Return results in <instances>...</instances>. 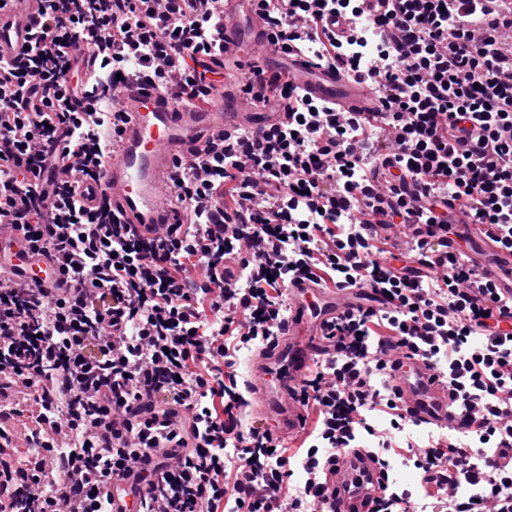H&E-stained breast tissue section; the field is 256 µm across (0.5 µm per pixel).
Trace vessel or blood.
Masks as SVG:
<instances>
[{
  "mask_svg": "<svg viewBox=\"0 0 512 512\" xmlns=\"http://www.w3.org/2000/svg\"><path fill=\"white\" fill-rule=\"evenodd\" d=\"M242 0H224V83L206 105L182 102L178 96L142 81L128 80L121 93L120 135L107 161L104 184L121 223L145 237L181 220L182 213L164 195L178 163L204 154L218 141L245 129L283 125L286 110L258 112L246 109L244 74L267 68L271 59L284 60L289 81L307 97L320 99L340 112H373L381 103L366 84L344 70L323 66L303 55H282L269 42L261 15L248 29L239 26ZM30 16L0 10V56L9 58L26 45ZM464 231L497 250L499 262L480 267L481 279L512 285V251L500 248L499 233L489 224H468ZM353 303L335 287H321L307 278L294 280L287 290L288 318L272 345L250 358L243 385L250 395L249 413L284 438L298 435L308 409L298 393L313 366V355L334 353L327 334L349 313ZM389 360V386L402 413L418 423L455 430L468 418L480 419V409H462L446 379L429 360L400 347L384 346ZM321 479L334 512H368L381 496L383 468L372 452L354 448L329 457Z\"/></svg>",
  "mask_w": 512,
  "mask_h": 512,
  "instance_id": "b4317fda",
  "label": "vessel or blood"
}]
</instances>
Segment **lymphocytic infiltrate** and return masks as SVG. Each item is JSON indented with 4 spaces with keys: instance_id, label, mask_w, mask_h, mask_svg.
Segmentation results:
<instances>
[{
    "instance_id": "1",
    "label": "lymphocytic infiltrate",
    "mask_w": 512,
    "mask_h": 512,
    "mask_svg": "<svg viewBox=\"0 0 512 512\" xmlns=\"http://www.w3.org/2000/svg\"><path fill=\"white\" fill-rule=\"evenodd\" d=\"M283 51L364 77L379 112L317 104L281 74L250 78L251 97L285 106L288 123L245 131L179 164L185 221L146 238L119 221L101 184L121 76L166 86L173 58L191 98L217 83L219 0H0L29 10L28 44L0 59V233L18 231L60 274L29 280L0 267V512H328L322 484H288L278 441L238 414L224 380L238 353L277 336L284 292L309 277L373 291L333 324L336 351L301 390L317 413L300 441L358 447L415 430L378 384L379 346L418 351L462 404L486 414L467 440H408L425 490L418 512H512V295L470 283L460 216L491 224L512 249V0H258ZM366 21L377 45L337 38L329 21ZM97 51L84 71L78 49ZM412 229L409 249L368 255L370 214ZM380 249V248H379ZM241 263L232 287L214 273ZM244 463L226 467L224 451ZM452 466L483 491L458 502L437 478Z\"/></svg>"
}]
</instances>
